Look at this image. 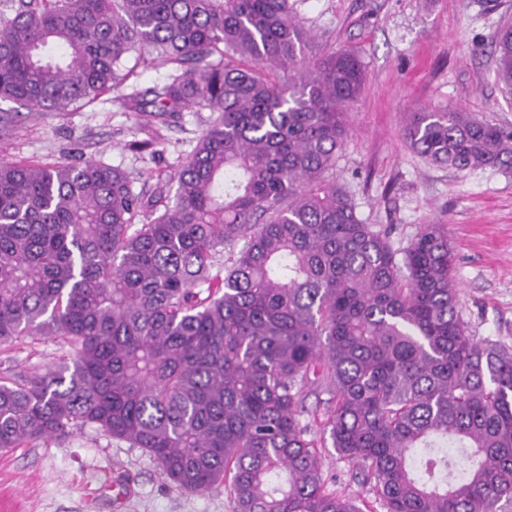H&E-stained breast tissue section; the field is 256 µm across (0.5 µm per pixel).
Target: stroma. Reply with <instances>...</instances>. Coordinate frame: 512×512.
I'll list each match as a JSON object with an SVG mask.
<instances>
[{
    "mask_svg": "<svg viewBox=\"0 0 512 512\" xmlns=\"http://www.w3.org/2000/svg\"><path fill=\"white\" fill-rule=\"evenodd\" d=\"M296 9L315 35L306 57L342 48L365 67L337 181L397 247L421 225H447L460 319L476 339L512 351V170L461 173L420 157L403 137L419 108H461L512 129V96L495 80L491 48L493 32L512 25V0H298ZM208 121V113L187 110L156 129L113 94L65 112L0 99V160L51 165L79 152L121 169L138 189L148 177L173 174ZM153 136L156 153L131 150ZM71 356L56 340L23 337L0 351V375L30 377ZM320 458L330 489L385 512L354 464L331 447ZM0 512H231V503L221 489H178L142 449L85 426L0 451Z\"/></svg>",
    "mask_w": 512,
    "mask_h": 512,
    "instance_id": "obj_1",
    "label": "stroma"
}]
</instances>
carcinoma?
<instances>
[{
    "instance_id": "obj_1",
    "label": "carcinoma",
    "mask_w": 512,
    "mask_h": 512,
    "mask_svg": "<svg viewBox=\"0 0 512 512\" xmlns=\"http://www.w3.org/2000/svg\"><path fill=\"white\" fill-rule=\"evenodd\" d=\"M312 38L294 0H0L1 99L66 111L148 52L176 69L129 111L212 114L138 191L92 160L0 162V347L74 351L0 378V449L90 425L232 512H367L327 489L302 423L326 392L332 448L386 512H512V353L459 318L447 225L396 249L336 182L365 71L305 60ZM492 43L512 93V25ZM404 139L458 172L512 168V130L456 108L411 113Z\"/></svg>"
}]
</instances>
